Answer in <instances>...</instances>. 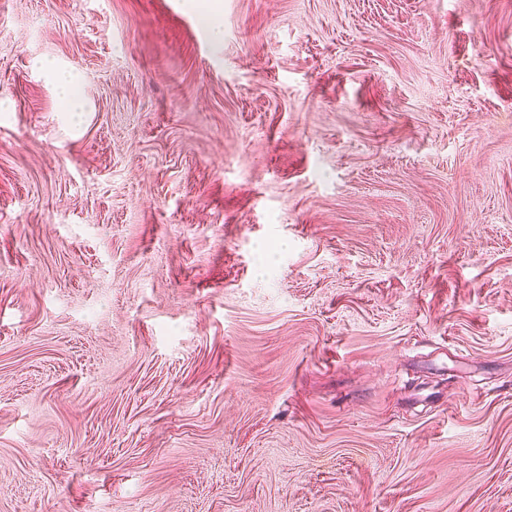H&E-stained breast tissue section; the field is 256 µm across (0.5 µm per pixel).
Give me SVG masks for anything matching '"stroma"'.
I'll list each match as a JSON object with an SVG mask.
<instances>
[{"label":"stroma","mask_w":512,"mask_h":512,"mask_svg":"<svg viewBox=\"0 0 512 512\" xmlns=\"http://www.w3.org/2000/svg\"><path fill=\"white\" fill-rule=\"evenodd\" d=\"M0 512H512V0H0ZM39 69L57 82L61 88L63 112H74L72 118H76L78 123L83 115V103L79 90V81L71 73L61 70L51 60H40L38 62Z\"/></svg>","instance_id":"1"}]
</instances>
